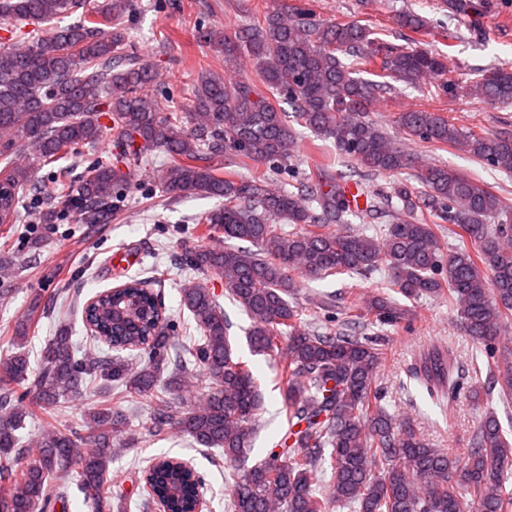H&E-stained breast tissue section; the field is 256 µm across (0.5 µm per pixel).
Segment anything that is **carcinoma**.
Returning a JSON list of instances; mask_svg holds the SVG:
<instances>
[{
  "mask_svg": "<svg viewBox=\"0 0 512 512\" xmlns=\"http://www.w3.org/2000/svg\"><path fill=\"white\" fill-rule=\"evenodd\" d=\"M131 2L0 0L1 24L34 25L22 45H0V224L16 223L19 191L31 186L44 201L42 224L65 212L80 224L110 223L114 201L133 187L132 174L96 163L73 187L63 172L51 187L37 185L35 176L112 130L146 164L153 152L166 154L159 196L218 200L198 223L226 245L203 246L185 258L190 275L180 283V297L198 332L187 342L172 335L159 310L160 292L134 277L83 309L91 339L113 355L81 352L62 322L34 368L27 324L18 323L12 352L0 362V512H55L72 489L92 512H126L113 503L110 465L117 451L138 440L120 403L139 400L151 403L149 432H181L233 468L230 512H512V438L496 413L477 422L464 452L433 447L382 405L383 348L320 321L324 303L300 305L292 277L295 271L354 278L383 267L391 293L409 301L448 298L482 355L472 359L470 398L480 400L485 374L499 400L512 403V350L500 345L503 327L512 322V207L462 172L415 168L413 154L369 118L374 98L391 80L417 85L431 77L443 92L457 87L451 55L423 50L412 39L389 44L363 25L321 20L301 5L276 8L233 33L198 29L199 41L225 62L255 60L264 89L205 70L192 86V111L164 112L150 93L156 70L124 53L119 20ZM465 94L512 105V65L478 74ZM283 99L294 108L291 122L281 112ZM395 123L406 140L458 148L512 173L511 132L463 131L427 110L400 112ZM298 126L372 174L416 169L423 191L397 184L403 216L369 236L340 230L355 211L343 179L323 166L298 180L294 191L273 188L265 170L220 175L218 160L227 154L288 166ZM446 233L457 241L448 252ZM199 275L224 280L225 295L251 320L253 350L279 359L287 430L250 467L262 392L236 355L224 306ZM391 293L360 307L349 301L343 310L397 326L412 309ZM194 366L204 380L190 402L183 392ZM409 374L438 401L463 390L451 345L423 347ZM100 381L112 386L116 403L90 409L86 429H47L24 445L17 431L29 414H53ZM20 458L29 459L26 467L10 465ZM324 467L330 478L317 488L314 478ZM140 482L149 486L140 507L162 512H194L203 488L195 469L168 456L142 472Z\"/></svg>",
  "mask_w": 512,
  "mask_h": 512,
  "instance_id": "1",
  "label": "carcinoma"
}]
</instances>
